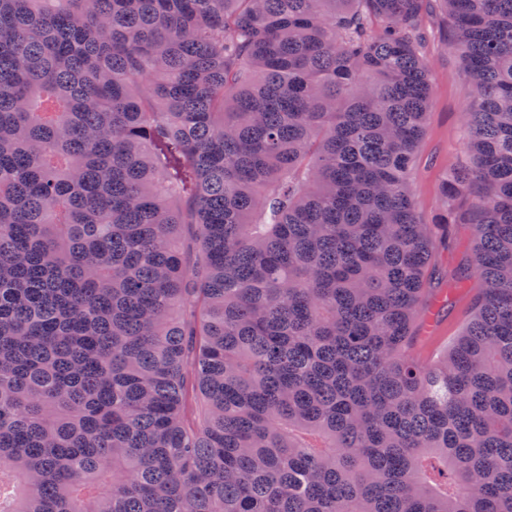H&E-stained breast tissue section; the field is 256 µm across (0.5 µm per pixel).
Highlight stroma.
<instances>
[{
    "instance_id": "35a3bbf8",
    "label": "stroma",
    "mask_w": 512,
    "mask_h": 512,
    "mask_svg": "<svg viewBox=\"0 0 512 512\" xmlns=\"http://www.w3.org/2000/svg\"><path fill=\"white\" fill-rule=\"evenodd\" d=\"M430 39L424 51L433 90L426 136L417 153L412 175L415 200L426 215L440 206V187L449 169L465 157L467 135L461 114L471 99V89L459 73L454 52L446 48L444 17L431 13Z\"/></svg>"
}]
</instances>
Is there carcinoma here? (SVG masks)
<instances>
[{
	"label": "carcinoma",
	"instance_id": "carcinoma-1",
	"mask_svg": "<svg viewBox=\"0 0 512 512\" xmlns=\"http://www.w3.org/2000/svg\"><path fill=\"white\" fill-rule=\"evenodd\" d=\"M0 512H512V0H0ZM430 39L424 50L433 90L426 136L417 153L412 175L415 200L431 216L440 206V187L449 169L465 157L467 135L461 113L471 100V89L459 73L454 52L445 46L447 26L444 17L430 14ZM465 242V243H464ZM467 246L464 230L460 226L455 227V235L452 244L447 249H440L436 255V263L442 267L451 269L465 253ZM469 288H471L469 294H463L457 297L456 301L453 303L452 309L448 313V319L444 322L448 330V343L445 342L435 346L422 332L421 339L418 341L414 351L417 357L420 359H432L446 348L454 336H457L460 327L468 317L472 295L479 291V288H482V283L477 277H473L470 281Z\"/></svg>",
	"mask_w": 512,
	"mask_h": 512
}]
</instances>
